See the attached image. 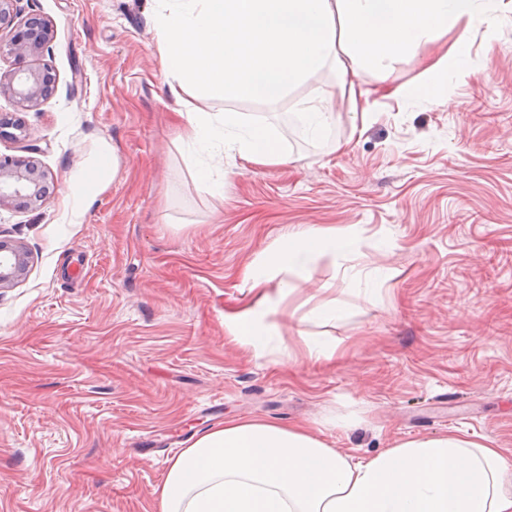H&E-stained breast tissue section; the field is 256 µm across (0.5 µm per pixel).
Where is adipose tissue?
I'll return each instance as SVG.
<instances>
[{"instance_id": "adipose-tissue-1", "label": "adipose tissue", "mask_w": 512, "mask_h": 512, "mask_svg": "<svg viewBox=\"0 0 512 512\" xmlns=\"http://www.w3.org/2000/svg\"><path fill=\"white\" fill-rule=\"evenodd\" d=\"M157 2L161 68L186 120L181 140L265 166L286 160L270 130L239 112L212 115L199 100L245 97L274 108L312 75L335 71L340 82L310 86L293 105L318 137L336 119V98L349 99L352 112L371 111L372 92L357 82L361 71L383 78L393 62L411 56L420 77L394 96L447 103L449 71L487 69L467 39L478 26L492 36L503 0ZM451 30L453 46L436 55L434 43ZM352 242L351 233L332 227L282 235L266 258L245 267L243 282L256 300L225 314L227 336L265 350L261 312L270 285L288 290L285 272L311 269ZM153 494L157 512H512V450L451 433L356 460L307 429L231 418L183 449Z\"/></svg>"}]
</instances>
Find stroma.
Returning <instances> with one entry per match:
<instances>
[{
    "instance_id": "1",
    "label": "stroma",
    "mask_w": 512,
    "mask_h": 512,
    "mask_svg": "<svg viewBox=\"0 0 512 512\" xmlns=\"http://www.w3.org/2000/svg\"><path fill=\"white\" fill-rule=\"evenodd\" d=\"M20 7L54 26L43 61L57 85L28 111L0 97L30 132L0 154L51 177L37 209L0 210V235L31 257L0 290V512H157L172 459L230 418L303 426L357 459L451 432L512 449V8L493 40L472 32L490 66L456 78L450 106L390 97L419 76L409 57L383 82L361 72L367 122L337 100L316 139L288 101H201L291 154L225 159L217 198L190 173L209 157L179 139L156 0ZM107 150L117 168L86 194ZM308 225L354 230L355 246L289 274L264 353L230 341L225 312L254 299L244 268ZM326 299L341 319H289ZM300 328L335 358L307 359Z\"/></svg>"
}]
</instances>
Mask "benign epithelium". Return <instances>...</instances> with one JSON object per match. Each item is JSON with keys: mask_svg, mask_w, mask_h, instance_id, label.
<instances>
[{"mask_svg": "<svg viewBox=\"0 0 512 512\" xmlns=\"http://www.w3.org/2000/svg\"><path fill=\"white\" fill-rule=\"evenodd\" d=\"M19 0H0V58L15 61V67L0 71V97L25 109H36L54 93L56 78L48 66H32L54 39L49 21L25 17ZM48 174L27 157L0 155V208L20 209L42 202ZM30 264L28 251L19 243L0 241V288L16 284Z\"/></svg>", "mask_w": 512, "mask_h": 512, "instance_id": "benign-epithelium-1", "label": "benign epithelium"}]
</instances>
